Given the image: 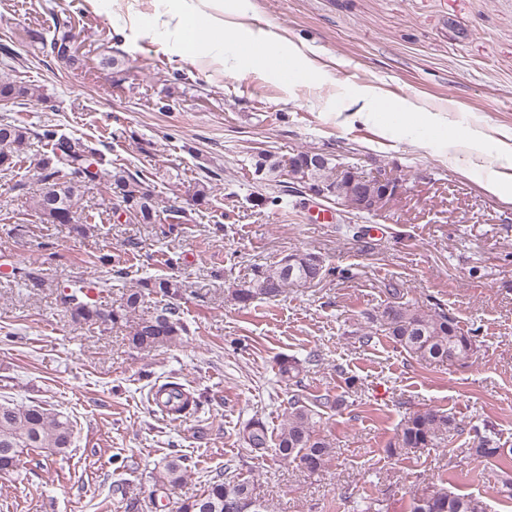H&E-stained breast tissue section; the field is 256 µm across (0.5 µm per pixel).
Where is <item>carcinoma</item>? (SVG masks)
<instances>
[{"mask_svg": "<svg viewBox=\"0 0 512 512\" xmlns=\"http://www.w3.org/2000/svg\"><path fill=\"white\" fill-rule=\"evenodd\" d=\"M32 42L41 44L42 52L64 64L75 62L67 53L72 35L63 32L45 41L37 32H29ZM36 90L14 80H0V101L34 98ZM35 138L50 144V151L38 160L39 182L42 187L34 194L35 206L48 224L83 223L81 231L95 221V215L86 214L76 219L75 208L82 187L97 183L122 203L141 224L155 220L153 198L137 179L125 171L114 172L101 150L77 138L58 134L51 128L35 132L6 118L0 119V174L9 175L19 158ZM340 161L328 154L325 162L307 169V186L315 188L327 198L336 191V166ZM255 173L270 181H277L287 171L288 162L265 151L254 162ZM327 273L322 257L313 252H295L284 256L277 264L256 271L254 278L230 290L232 299L247 307L257 298L275 299L290 284H306L312 277L324 278ZM181 285L169 279H145L140 288L125 295L123 302L109 311V321H128L139 308L145 293L172 297ZM82 286L65 296L72 318L85 323L102 321V309L89 301L79 299ZM378 314L370 317L378 324L394 346L420 361L466 363L473 355L475 337L465 333L455 319L443 310L425 312L414 304L402 300L399 290L392 293ZM187 328L176 311L167 306L154 316L136 322L128 337L136 349L151 351L162 346H177ZM339 400L328 398L308 404L300 399L291 402L287 423L277 435L275 453L283 461L297 462L310 473L325 466L333 448L317 433L315 417L319 408H333ZM459 426L455 418L439 409L415 412L401 421L396 442L388 451L395 455L415 448H440ZM75 439L73 425L68 418L39 405H19L12 400L0 401V476L18 472L21 456L43 449L50 454H61L71 447ZM241 439L251 450L263 453L269 448V435L265 423L250 419L241 431ZM472 459L506 462L512 459V448L500 447L498 434L485 427L475 429V445L469 449ZM183 480L181 458L169 460L154 476L155 491L163 494ZM239 499L256 502L254 512H273L267 501L255 491L248 480L224 478L210 479L202 494L180 503L177 512H229L227 505ZM411 512H485L483 502L471 497L458 496L443 489L422 494L413 501Z\"/></svg>", "mask_w": 512, "mask_h": 512, "instance_id": "1", "label": "carcinoma"}]
</instances>
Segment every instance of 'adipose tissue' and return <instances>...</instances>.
<instances>
[{
	"label": "adipose tissue",
	"mask_w": 512,
	"mask_h": 512,
	"mask_svg": "<svg viewBox=\"0 0 512 512\" xmlns=\"http://www.w3.org/2000/svg\"><path fill=\"white\" fill-rule=\"evenodd\" d=\"M244 0H156L151 34L176 36L181 56L190 62L213 61L240 71L250 60H261L271 73L289 69L308 77L305 56L289 49L278 35L253 33L243 20Z\"/></svg>",
	"instance_id": "1"
}]
</instances>
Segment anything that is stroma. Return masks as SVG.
<instances>
[{"label":"stroma","mask_w":512,"mask_h":512,"mask_svg":"<svg viewBox=\"0 0 512 512\" xmlns=\"http://www.w3.org/2000/svg\"><path fill=\"white\" fill-rule=\"evenodd\" d=\"M247 25L309 53L317 82L282 81L252 62L239 73L181 59L175 41L153 40L152 0H0V44L23 64L0 78L39 99L11 104L10 118L39 132L102 140L112 167L139 175L156 202L141 224L99 187L78 213L93 232L48 224L34 210V142L0 175V397L50 405L73 423L61 455L23 456L17 478L0 477V512H176L216 475L253 481L274 512H411L444 488L512 512L495 491L512 465L465 453L474 427H493L512 448V194L491 191L484 167L512 146V0H248ZM70 27L77 63L42 55L27 37ZM465 124L479 139L449 148L433 131L391 119H350L355 87ZM268 150L350 157L385 169L405 191L379 216L345 213L277 183L256 180L251 160ZM207 181V203L192 201ZM326 206L331 223L311 224ZM309 251L328 269L277 300L239 308L229 288L255 267ZM107 253L110 265L93 263ZM182 283L172 304L188 329L177 347L133 348L127 323L76 321L63 302L91 280L103 309L144 279ZM400 290L423 310L443 309L477 338L467 364L416 361L385 334L362 342L368 312ZM306 361L301 385L279 364ZM174 382L198 400L172 421L153 386ZM330 396L317 431L334 453L312 474L251 452L239 432L254 417L278 433L292 395ZM448 411L460 425L449 447L390 455L409 413ZM184 458L182 482L153 497V475Z\"/></svg>","instance_id":"1"}]
</instances>
